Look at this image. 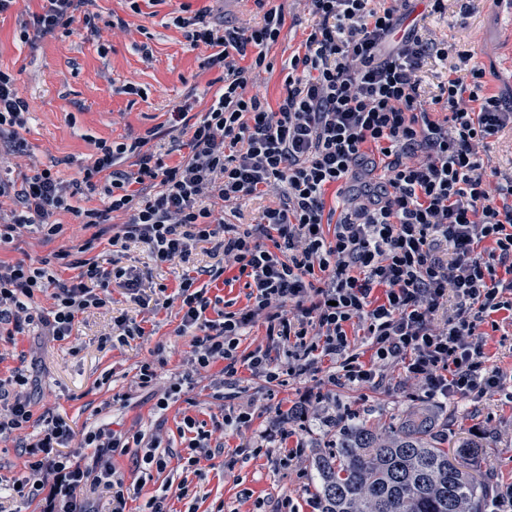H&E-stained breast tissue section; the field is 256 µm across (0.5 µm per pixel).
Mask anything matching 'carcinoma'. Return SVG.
I'll list each match as a JSON object with an SVG mask.
<instances>
[{"mask_svg":"<svg viewBox=\"0 0 512 512\" xmlns=\"http://www.w3.org/2000/svg\"><path fill=\"white\" fill-rule=\"evenodd\" d=\"M327 435L311 457L318 512H486L501 496L457 461L480 445L466 441L448 457V422L423 404L381 426L350 413L331 420Z\"/></svg>","mask_w":512,"mask_h":512,"instance_id":"1","label":"carcinoma"}]
</instances>
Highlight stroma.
Instances as JSON below:
<instances>
[{"instance_id":"stroma-1","label":"stroma","mask_w":512,"mask_h":512,"mask_svg":"<svg viewBox=\"0 0 512 512\" xmlns=\"http://www.w3.org/2000/svg\"><path fill=\"white\" fill-rule=\"evenodd\" d=\"M208 4L215 22L238 25L259 21L261 12L254 0H90L96 33H89L83 22H75L72 34L48 35L36 42L19 37L23 13L40 12L41 0H19L16 7L0 15V68L10 71L16 86L30 104V115L23 133L28 143L26 166L55 164L64 182L79 178L82 167L96 153L95 142L104 139L124 142L165 124L170 111L184 108L190 114L206 112L211 104V83L222 75L209 67L212 50L194 46L177 23L182 5L199 9ZM280 8L286 23L278 42L269 50V71L262 75L261 91L269 104H277L285 91L286 65L291 56L303 50L312 19L304 0H270ZM469 16H462L458 0H447L443 14L426 18V37L452 45L447 62H428L422 73L425 96L437 92L450 67L467 76L472 65L485 69L484 92L489 96H512V37L506 19L499 15L494 0H473ZM121 17L126 26L111 27L112 17ZM63 224L62 234L44 242L38 234H26L0 247V261L25 260L39 263L51 253L74 250L87 234L75 216L63 211L56 215ZM101 265L117 261L119 266L138 273L142 279L139 294H130L120 285L112 287L110 307L81 315L71 336L63 341L34 334L0 341V380L11 378L15 370L30 371L37 379L33 393L34 414L45 411L63 416L74 430L107 421L113 430L139 431L146 437H160L163 446L180 448L183 416L211 425L223 407L249 399L256 400L254 430H264L278 410L289 409L308 390L319 386L331 366L323 359L320 372L284 375L281 385L270 387L247 369L224 385L223 398H215L211 375L195 382L184 399L172 403L165 413L154 405L163 386L185 367L189 339L174 333L180 322L177 307L160 311L147 306L159 285L176 293L179 270L155 265L146 247L127 242L122 252L108 244L92 250ZM124 317L139 323L146 337L126 343L102 346V338L112 332V320ZM497 327L489 331L486 351L491 364L501 373L503 389L480 400L454 397L440 405L448 419V446L457 448L466 440H478L483 449L466 465L476 476H490L499 485H512V316L497 314ZM162 348L166 364L158 384L152 388L137 385L141 361ZM337 409L358 412L372 421L399 414L423 394L406 377L402 366L389 368L384 382L352 387L339 385L329 390ZM289 446H302L299 463L278 467L266 455L238 458L225 466L226 455L236 446L248 443L249 434H213V444L224 451L201 460L199 475L183 476L178 462L165 471L143 478L129 457L114 458L113 464L126 483L143 482V496L166 494L173 512H183L186 502L195 503L198 512H252L256 500H263L267 512H316L315 475L310 456L322 445L326 428L321 420L308 419L291 427ZM15 440L0 442V512H34L33 504L10 494L11 479L25 473L23 460L15 450ZM189 487L188 501L178 498L180 483Z\"/></svg>"}]
</instances>
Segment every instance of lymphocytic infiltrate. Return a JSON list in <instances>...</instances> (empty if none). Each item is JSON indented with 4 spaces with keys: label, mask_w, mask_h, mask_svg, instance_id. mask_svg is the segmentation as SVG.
Segmentation results:
<instances>
[{
    "label": "lymphocytic infiltrate",
    "mask_w": 512,
    "mask_h": 512,
    "mask_svg": "<svg viewBox=\"0 0 512 512\" xmlns=\"http://www.w3.org/2000/svg\"><path fill=\"white\" fill-rule=\"evenodd\" d=\"M86 2L46 0L42 13L21 22V38L69 32ZM307 2L312 28L303 52L288 61L286 90L274 106L254 87L285 25L281 10L225 29L212 25L205 7L179 18L191 45L213 47L209 63L224 77L200 118L171 112V141L184 153L175 166L153 148L160 135L154 128L128 144L98 141L75 187L38 167L14 179V160L27 151L20 132L30 107L14 76L0 70V140L7 145L0 152V200L13 204L0 221V245L30 230L52 240L62 230L54 220L62 210L90 233L71 279L58 277L46 258L36 266L0 261V337L37 327L65 340L79 315L107 306L112 281L136 290L139 281L126 269L102 266L87 253L104 240L113 247L137 240L155 264L182 270L176 295L162 291L154 300L158 310L178 304L175 333L189 339L186 368L170 378L157 409L210 370L218 387L243 368L274 386L284 372L307 373L324 357L334 363L332 385L378 382L385 367L400 362L430 400L500 390L481 327L500 312L512 314V175L488 168L482 153L490 137L512 126V105L484 95L477 65L422 99L425 58L447 59L449 48L405 28L409 0ZM370 148L376 160H369ZM128 159L133 167L126 170ZM365 163L381 169L383 184L363 181L325 231L328 188L357 178ZM76 193L99 196L103 208L73 206ZM263 197L269 203L258 222L240 223L238 201ZM116 212L126 217L117 226ZM200 242L224 259L209 269L211 279L229 268L245 278L243 308L223 309L220 296L198 286L190 261ZM443 246L451 254L445 262L437 256ZM44 293L52 299L47 310L36 304ZM259 323L277 351L240 355L242 336ZM355 324L364 328L369 360L351 348L347 329ZM14 383L0 387V436L33 423L39 428L20 450L26 474L12 484L37 512H99L94 503L101 497L109 512H127L141 488L126 485L114 458L167 468L160 438L117 432L106 422L74 431L61 416L34 415L28 377L15 375ZM253 408L250 400L226 408L209 431L184 416L183 472H196L201 458L211 457L213 431L249 429ZM287 438L288 417L280 414L235 452H263L288 467L302 450L286 447Z\"/></svg>",
    "instance_id": "1"
}]
</instances>
